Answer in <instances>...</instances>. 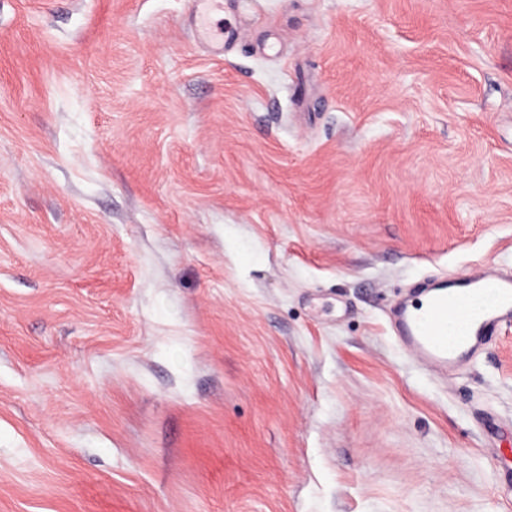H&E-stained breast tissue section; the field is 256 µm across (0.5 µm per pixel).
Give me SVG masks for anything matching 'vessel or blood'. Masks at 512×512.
Wrapping results in <instances>:
<instances>
[{"label":"vessel or blood","mask_w":512,"mask_h":512,"mask_svg":"<svg viewBox=\"0 0 512 512\" xmlns=\"http://www.w3.org/2000/svg\"><path fill=\"white\" fill-rule=\"evenodd\" d=\"M218 0H196V23L199 36L215 48H223L235 33L225 28L223 19L215 15ZM493 283L497 302L470 325L467 336L456 345L448 343V317L463 297L480 292ZM512 323V276L488 278L486 273L472 272L450 289L429 291L416 303L402 306L397 320L401 343L421 361L448 370L468 361L482 340L504 324Z\"/></svg>","instance_id":"obj_1"}]
</instances>
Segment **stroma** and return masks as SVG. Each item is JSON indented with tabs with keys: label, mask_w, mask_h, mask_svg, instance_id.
I'll return each instance as SVG.
<instances>
[{
	"label": "stroma",
	"mask_w": 512,
	"mask_h": 512,
	"mask_svg": "<svg viewBox=\"0 0 512 512\" xmlns=\"http://www.w3.org/2000/svg\"><path fill=\"white\" fill-rule=\"evenodd\" d=\"M0 0V512H512V0ZM196 23L199 36L222 50L224 42L235 37V32L224 27V18H214L219 0H196ZM489 278L493 279L498 301L473 320L467 336L448 347V343L464 334L472 315L493 303L494 290L486 288L480 296L469 298L463 310L453 314L462 298L480 292ZM439 289L400 308L397 334L401 343L418 359L448 371L468 361L473 350L497 327L512 323V276L493 277L472 272L453 288Z\"/></svg>",
	"instance_id": "1"
}]
</instances>
